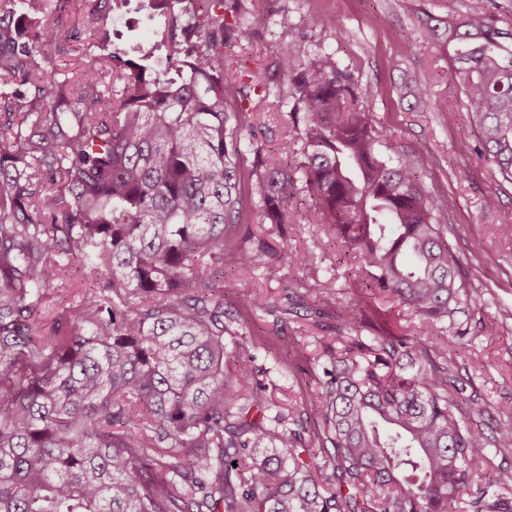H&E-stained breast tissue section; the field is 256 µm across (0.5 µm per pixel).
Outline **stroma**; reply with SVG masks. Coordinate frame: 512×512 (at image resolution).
<instances>
[{
  "label": "stroma",
  "mask_w": 512,
  "mask_h": 512,
  "mask_svg": "<svg viewBox=\"0 0 512 512\" xmlns=\"http://www.w3.org/2000/svg\"><path fill=\"white\" fill-rule=\"evenodd\" d=\"M147 0H130L122 13L120 43L130 51L150 48L157 22ZM237 14L239 38L232 50L250 69L281 67L293 71L309 59L333 54L338 66L363 88L373 89L361 106L373 124L391 135L399 157L411 163L423 191L452 198L454 206L441 216L443 239L459 257V284L479 295L477 303L457 314L454 328L462 332L466 353L452 356L448 366L467 385L466 402L456 416L483 433L486 465L460 495L455 512H469L471 493L488 482L512 479V457L494 451L499 424L512 422V183L483 152L471 123V108L452 75V50L422 31L424 13L494 15L499 27L512 26V0H244ZM335 17L338 28L318 26L317 17ZM419 30L409 40L410 30ZM302 40L305 54L284 58L280 47ZM419 82L427 90L425 104L404 94V85ZM301 205L281 230L264 224L256 199L244 200L246 229L266 240L271 249L288 250L289 258L271 259L254 248L243 250L241 262L224 274V306L242 319L243 337L236 353L225 358L235 366L237 355L252 356L251 366L269 386L280 406L296 405L309 422L319 421L313 395L321 374L315 359L334 334L341 304H354L363 277L354 253L346 251L328 227L310 218L312 200L300 190ZM336 281V296L315 294L314 281ZM299 310L279 325L286 297ZM495 335H487V325ZM263 339L255 348L250 337ZM479 412H472V405Z\"/></svg>",
  "instance_id": "stroma-1"
}]
</instances>
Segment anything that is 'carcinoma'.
<instances>
[{
  "label": "carcinoma",
  "mask_w": 512,
  "mask_h": 512,
  "mask_svg": "<svg viewBox=\"0 0 512 512\" xmlns=\"http://www.w3.org/2000/svg\"><path fill=\"white\" fill-rule=\"evenodd\" d=\"M61 2L0 0V512H451L485 466L482 433L452 411L466 386L448 352L465 344L376 326L366 305L385 294L442 323L478 296L441 235L453 201L380 151L396 143L359 107L372 91L325 55L274 94L291 105L312 217L365 270L317 357L311 430L296 407L268 415L248 360L224 369L240 335L224 271L241 256L226 244L243 219L241 139H257L247 107L274 76L224 77L237 32L224 0H148L170 68L112 41L104 19L130 0H79L95 41L73 83L55 60ZM424 17L448 31L472 122L511 181L512 30ZM293 153L254 149L250 195L276 229L298 211ZM76 271L91 287L42 332L54 284ZM494 447L512 457L511 422ZM469 509L512 512V496L484 488Z\"/></svg>",
  "instance_id": "carcinoma-1"
}]
</instances>
